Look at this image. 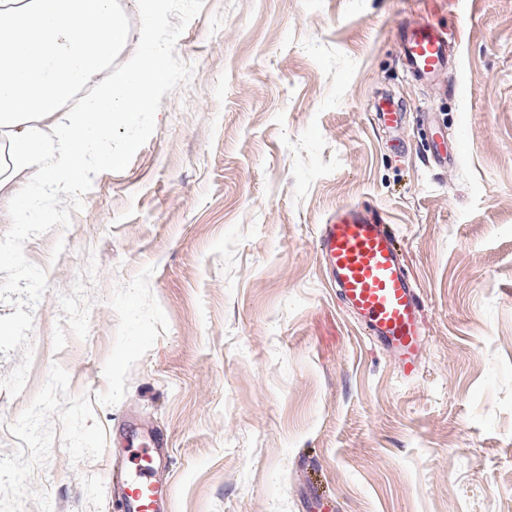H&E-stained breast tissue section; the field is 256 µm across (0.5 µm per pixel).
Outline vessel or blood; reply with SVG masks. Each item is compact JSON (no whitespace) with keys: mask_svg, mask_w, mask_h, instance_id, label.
Masks as SVG:
<instances>
[{"mask_svg":"<svg viewBox=\"0 0 512 512\" xmlns=\"http://www.w3.org/2000/svg\"><path fill=\"white\" fill-rule=\"evenodd\" d=\"M446 29L427 23L407 28L401 50L416 80H438L452 65ZM323 263L343 303L370 340L392 352L405 374L417 371L423 341L422 302L408 273L401 246L383 217L357 203L337 208L318 235ZM161 449H141L114 496L123 512H159L167 494L157 477Z\"/></svg>","mask_w":512,"mask_h":512,"instance_id":"vessel-or-blood-1","label":"vessel or blood"}]
</instances>
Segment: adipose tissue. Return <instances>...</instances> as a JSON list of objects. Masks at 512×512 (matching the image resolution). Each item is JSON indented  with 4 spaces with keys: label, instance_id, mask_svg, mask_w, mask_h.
I'll return each instance as SVG.
<instances>
[{
    "label": "adipose tissue",
    "instance_id": "obj_1",
    "mask_svg": "<svg viewBox=\"0 0 512 512\" xmlns=\"http://www.w3.org/2000/svg\"><path fill=\"white\" fill-rule=\"evenodd\" d=\"M135 2L143 47L116 75L112 61L129 39L117 0H0V191L18 224L42 223L46 197L64 181L95 162L119 166L136 149L126 131L167 69L156 44L165 0Z\"/></svg>",
    "mask_w": 512,
    "mask_h": 512
}]
</instances>
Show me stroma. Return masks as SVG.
<instances>
[{"mask_svg":"<svg viewBox=\"0 0 512 512\" xmlns=\"http://www.w3.org/2000/svg\"><path fill=\"white\" fill-rule=\"evenodd\" d=\"M428 22L436 85L400 61ZM159 42L135 151L25 230L0 193V512H117L147 434L163 512H512V0H167ZM348 202L420 289L414 376L329 285ZM449 39L446 29L430 22L407 28L401 39L407 72L419 81L438 80L452 65ZM375 111L379 116V120L386 128H397L401 123V109L389 97L380 99L375 107Z\"/></svg>","mask_w":512,"mask_h":512,"instance_id":"35a3bbf8","label":"stroma"}]
</instances>
